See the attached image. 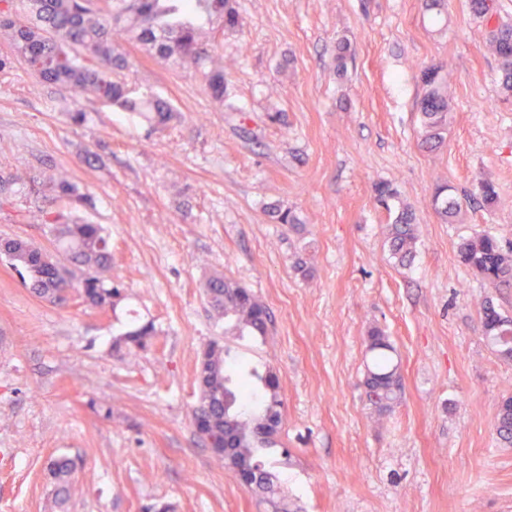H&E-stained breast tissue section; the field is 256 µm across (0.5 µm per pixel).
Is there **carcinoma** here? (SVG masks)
Returning <instances> with one entry per match:
<instances>
[{
	"label": "carcinoma",
	"instance_id": "carcinoma-1",
	"mask_svg": "<svg viewBox=\"0 0 512 512\" xmlns=\"http://www.w3.org/2000/svg\"><path fill=\"white\" fill-rule=\"evenodd\" d=\"M0 32L9 41L13 54L24 58L36 69L42 81L60 88L79 90L106 104L126 112L139 114L163 124L170 120L172 105L153 95H135L127 85L114 79V74L128 67L127 56L118 50L114 34L119 32L140 43L151 55L162 60L176 59L199 65L207 58L206 46L215 33L240 27L242 17L235 0H206L210 6L208 26L187 23L196 12L200 0H27L28 12L19 18L16 0H0ZM474 16L490 27L488 49L499 65V84L505 96H512V62L503 60L512 51V24L500 21L496 0H470ZM447 64L431 61L420 67L423 89L420 112L424 134L422 144L430 150L445 142L450 99L448 97ZM210 96L224 100L226 82L224 68L214 66L206 72ZM479 196L484 206L497 204L495 185L485 179ZM55 198L68 204L92 206L91 199L65 176L49 182ZM379 206L392 211L391 201L397 190L389 182L373 185ZM432 203L442 220L452 223L461 212V202L449 193L446 185L437 188ZM49 226L55 252L24 240H9L5 256L19 273L25 286L50 302H65L74 293L83 300L111 303L121 296L112 285V248L98 224H89L74 217L71 211L41 216ZM415 215L406 207L395 215L389 230V248L401 265L410 264L416 253ZM461 263L498 287L512 282V250H504L488 232L478 233L462 241ZM205 292L212 306L238 336L267 335L271 316L267 306L249 289L233 278L212 276L205 283ZM482 327L487 341L506 359L512 358V341L502 336L512 332V317L500 313L487 300L482 310ZM157 335L153 324L137 326L121 336L120 341L138 351L146 350ZM368 351L372 365L368 367L363 385L369 401L378 411L390 409L401 387L398 365L393 362V347L385 332L373 327L368 334ZM204 362L211 370L210 387L199 391L195 409L204 419L224 418L238 436L235 459L227 461L221 452L215 456L228 468L237 462L254 467L258 474L255 487L262 490V501L287 512L278 497L274 476L264 468L262 453L278 444L281 426L265 435L260 431L264 416L272 413L283 421L279 383L272 371H257L242 381L233 376L224 359V346L211 341L204 350ZM497 434L506 444L512 443V398L502 402L497 417ZM77 462L59 455L49 460L46 470L55 483L58 504L69 494Z\"/></svg>",
	"mask_w": 512,
	"mask_h": 512
}]
</instances>
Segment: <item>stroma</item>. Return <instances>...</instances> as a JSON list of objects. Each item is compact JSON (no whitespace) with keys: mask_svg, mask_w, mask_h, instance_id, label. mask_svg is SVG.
I'll list each match as a JSON object with an SVG mask.
<instances>
[{"mask_svg":"<svg viewBox=\"0 0 512 512\" xmlns=\"http://www.w3.org/2000/svg\"><path fill=\"white\" fill-rule=\"evenodd\" d=\"M217 35L225 103L204 67L160 61L118 37L129 88L175 108L166 127L43 83L24 60L0 72V240L52 248L39 212L65 204L31 182L66 174L93 199L79 217L112 244V309L34 295L0 258V512H266L193 432L196 368L223 338L246 369L279 380L283 423L270 456L288 512H512V446L496 432L512 360L481 327L492 300L512 316V284L460 261L489 231L512 247V100H503L489 31L469 0L439 29L422 0H238ZM351 55L336 68L339 43ZM448 66L445 145L422 147L418 68ZM86 111L74 123L70 110ZM281 112L274 123L269 113ZM491 181L493 208L467 201L456 223L431 200ZM411 208L417 256L391 257L392 219L372 186ZM278 204L299 225L272 221ZM230 276L272 315L263 338L224 333L206 279ZM154 323L146 351L115 341ZM385 331L401 393L378 415L363 378L368 331ZM80 465L65 510L50 457Z\"/></svg>","mask_w":512,"mask_h":512,"instance_id":"1","label":"stroma"}]
</instances>
